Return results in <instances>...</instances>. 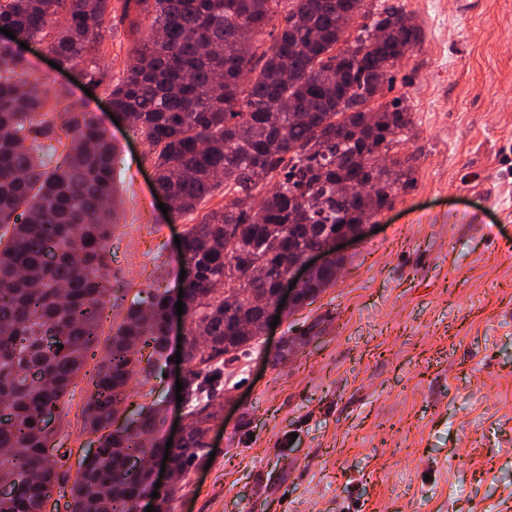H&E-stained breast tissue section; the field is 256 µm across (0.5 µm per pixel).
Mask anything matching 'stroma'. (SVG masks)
Here are the masks:
<instances>
[{"label": "stroma", "mask_w": 512, "mask_h": 512, "mask_svg": "<svg viewBox=\"0 0 512 512\" xmlns=\"http://www.w3.org/2000/svg\"><path fill=\"white\" fill-rule=\"evenodd\" d=\"M402 9L422 41L381 104L401 98L408 131L388 152L409 170L334 285L283 313L223 376L208 426L211 464L192 467L170 512H512V0H367ZM138 8L113 0L100 65L122 77ZM58 109L91 112L111 138L123 200L112 230L104 337L137 293L176 290L182 236L200 213L163 215L146 145L113 120L104 87L50 67ZM303 343L276 360L282 337ZM86 378L52 426L71 488L96 436Z\"/></svg>", "instance_id": "1"}]
</instances>
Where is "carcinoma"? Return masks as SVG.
<instances>
[{
    "instance_id": "1",
    "label": "carcinoma",
    "mask_w": 512,
    "mask_h": 512,
    "mask_svg": "<svg viewBox=\"0 0 512 512\" xmlns=\"http://www.w3.org/2000/svg\"><path fill=\"white\" fill-rule=\"evenodd\" d=\"M111 0H0V28L15 42L36 41L59 64L98 85L101 29ZM141 8L145 29L125 76L110 84L112 105L131 116L147 145L159 192L177 214L195 212L217 187L230 200L184 233L183 329L185 405L195 418L184 441L166 448L159 436L161 402L145 393L132 416L135 376L149 383L165 363L169 292L128 309L90 374L84 411L98 437L70 490L71 512H136L149 492L147 471L131 459L168 453L186 475L213 417L221 367L249 354L262 333L238 331L274 302L292 257L336 234H354L362 220L391 204L406 176L401 162L378 155L412 124L396 98L370 106L376 89L393 84L396 64L420 41L402 10L372 20L379 38H346L369 11L366 0H122ZM283 26L265 45L260 36L277 16ZM39 77L9 48L0 49V481L20 471L0 512H46L58 460L48 453L47 411L61 404L89 357L97 355L110 241L117 221L114 147L89 112L67 109L62 122L47 110ZM73 138L53 163L60 130ZM264 180L256 179V172ZM359 186L351 196L336 183ZM271 185L259 209L254 192ZM331 259L310 269L295 307L309 305L336 280ZM261 267L258 284L251 270Z\"/></svg>"
}]
</instances>
